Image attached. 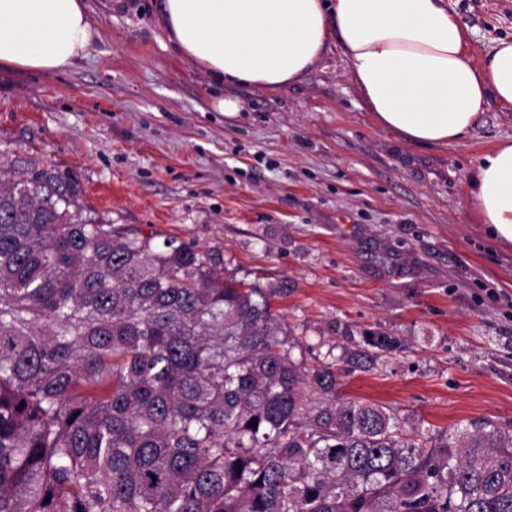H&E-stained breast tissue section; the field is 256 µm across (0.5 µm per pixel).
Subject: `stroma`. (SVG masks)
Listing matches in <instances>:
<instances>
[{
	"label": "stroma",
	"mask_w": 512,
	"mask_h": 512,
	"mask_svg": "<svg viewBox=\"0 0 512 512\" xmlns=\"http://www.w3.org/2000/svg\"><path fill=\"white\" fill-rule=\"evenodd\" d=\"M98 31L62 73L0 68V150L76 172L97 215L220 254L246 285L288 282L274 309L315 366L345 331L402 353L341 379L404 430L488 419L512 431V245L491 242L469 193L477 160L512 138L489 105L456 145L379 127L337 41L278 90L221 87L177 54L159 0H88ZM482 60L512 39V0H448ZM238 99L233 117L214 111Z\"/></svg>",
	"instance_id": "stroma-1"
}]
</instances>
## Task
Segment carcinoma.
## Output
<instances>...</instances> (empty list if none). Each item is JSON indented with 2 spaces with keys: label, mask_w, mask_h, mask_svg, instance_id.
<instances>
[{
  "label": "carcinoma",
  "mask_w": 512,
  "mask_h": 512,
  "mask_svg": "<svg viewBox=\"0 0 512 512\" xmlns=\"http://www.w3.org/2000/svg\"><path fill=\"white\" fill-rule=\"evenodd\" d=\"M220 255L116 226L70 170L0 160V512H512V433H404L294 357ZM345 361L401 351L363 331ZM256 426H251V422Z\"/></svg>",
  "instance_id": "cac0c4a2"
}]
</instances>
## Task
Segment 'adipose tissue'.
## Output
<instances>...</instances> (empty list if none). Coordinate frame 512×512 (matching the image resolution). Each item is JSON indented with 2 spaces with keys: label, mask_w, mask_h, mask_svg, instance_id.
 <instances>
[{
  "label": "adipose tissue",
  "mask_w": 512,
  "mask_h": 512,
  "mask_svg": "<svg viewBox=\"0 0 512 512\" xmlns=\"http://www.w3.org/2000/svg\"><path fill=\"white\" fill-rule=\"evenodd\" d=\"M160 16L178 53L227 86L285 87L338 39L377 124L410 144H454L488 101L512 108V40L473 62L447 0H162ZM93 34L85 0H0V65L63 72ZM469 186L490 237L512 245V139Z\"/></svg>",
  "instance_id": "adipose-tissue-1"
}]
</instances>
